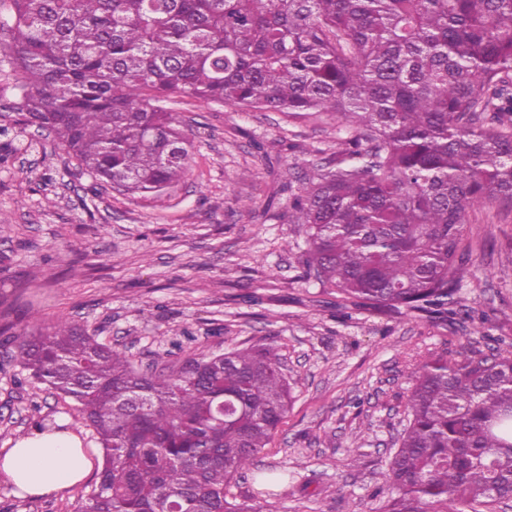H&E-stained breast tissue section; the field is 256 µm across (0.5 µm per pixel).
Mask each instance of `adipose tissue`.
<instances>
[{
	"instance_id": "1",
	"label": "adipose tissue",
	"mask_w": 512,
	"mask_h": 512,
	"mask_svg": "<svg viewBox=\"0 0 512 512\" xmlns=\"http://www.w3.org/2000/svg\"><path fill=\"white\" fill-rule=\"evenodd\" d=\"M92 468L79 437L66 430L31 432L0 455V470L28 496L61 493L86 478Z\"/></svg>"
}]
</instances>
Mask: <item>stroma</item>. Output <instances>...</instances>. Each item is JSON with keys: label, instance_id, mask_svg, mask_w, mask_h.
I'll return each instance as SVG.
<instances>
[{"label": "stroma", "instance_id": "obj_1", "mask_svg": "<svg viewBox=\"0 0 512 512\" xmlns=\"http://www.w3.org/2000/svg\"><path fill=\"white\" fill-rule=\"evenodd\" d=\"M12 73L0 63V448L59 424L84 448L92 428L71 401L17 365V336L75 322L162 373L199 352L279 348L293 403L239 496L269 512H383L404 404L422 357L512 347V204L468 208L472 266L459 293L482 320L443 324L338 307L306 278L290 203L342 134L322 112L291 114L165 102L193 144L189 169L160 195L131 196L88 175L54 139L18 124ZM87 477L59 495L16 494L0 471V512H77Z\"/></svg>", "mask_w": 512, "mask_h": 512}]
</instances>
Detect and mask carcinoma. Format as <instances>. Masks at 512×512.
I'll return each mask as SVG.
<instances>
[{
  "label": "carcinoma",
  "instance_id": "1",
  "mask_svg": "<svg viewBox=\"0 0 512 512\" xmlns=\"http://www.w3.org/2000/svg\"><path fill=\"white\" fill-rule=\"evenodd\" d=\"M0 20L21 124L98 181L159 194L188 130L157 105L324 112L347 138L293 200L305 275L336 304L446 322L469 269L463 218L512 201V0H8ZM17 361L77 406L103 450L80 512H264L231 482L292 402L266 346L138 370L66 319ZM385 512L512 500V353L415 368Z\"/></svg>",
  "mask_w": 512,
  "mask_h": 512
}]
</instances>
